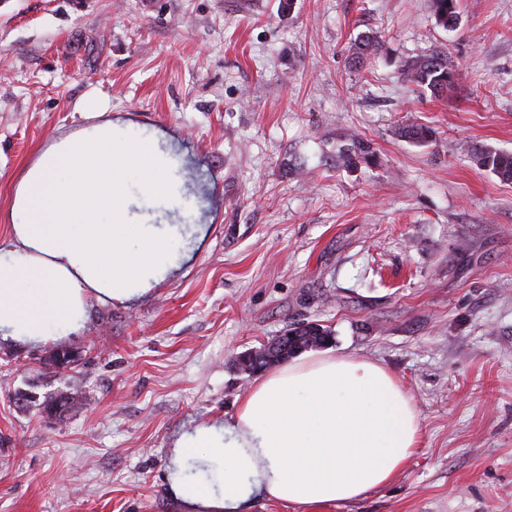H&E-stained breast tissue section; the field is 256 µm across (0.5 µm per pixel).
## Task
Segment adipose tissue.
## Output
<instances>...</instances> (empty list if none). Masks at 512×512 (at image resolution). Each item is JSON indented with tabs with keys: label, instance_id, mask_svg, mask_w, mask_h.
Masks as SVG:
<instances>
[{
	"label": "adipose tissue",
	"instance_id": "1",
	"mask_svg": "<svg viewBox=\"0 0 512 512\" xmlns=\"http://www.w3.org/2000/svg\"><path fill=\"white\" fill-rule=\"evenodd\" d=\"M167 167L152 140L109 121L40 153L16 187L0 250V338L48 341L51 328L83 326L93 303L136 299L162 280L177 229L136 212L126 184L157 213L175 210ZM420 434L412 397L384 367L307 356L256 381L224 426L177 440L176 456L202 449L222 464V495L202 482L172 488L209 512H249L259 498L324 512L388 485Z\"/></svg>",
	"mask_w": 512,
	"mask_h": 512
}]
</instances>
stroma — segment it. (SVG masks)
Wrapping results in <instances>:
<instances>
[{
  "instance_id": "1",
  "label": "stroma",
  "mask_w": 512,
  "mask_h": 512,
  "mask_svg": "<svg viewBox=\"0 0 512 512\" xmlns=\"http://www.w3.org/2000/svg\"><path fill=\"white\" fill-rule=\"evenodd\" d=\"M72 2L0 0V238L38 153L109 119L163 134L193 259L68 336L0 340V512H196L175 441L234 415L236 356L309 322L421 418L395 480L329 512H512V183L467 154L512 153V0H459L452 29L431 0ZM432 52L462 73L440 96L407 78ZM352 134L374 162L337 165ZM61 348L74 369L46 365Z\"/></svg>"
}]
</instances>
